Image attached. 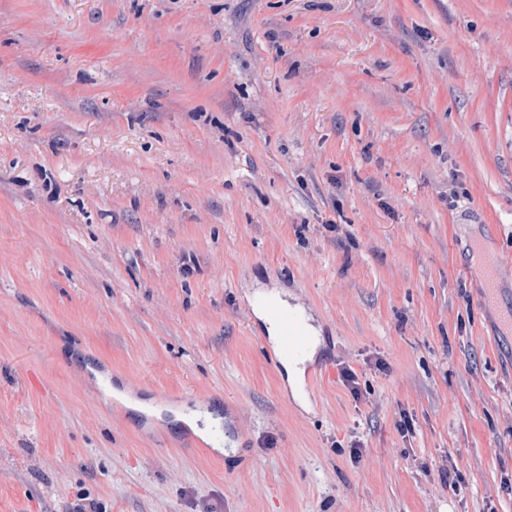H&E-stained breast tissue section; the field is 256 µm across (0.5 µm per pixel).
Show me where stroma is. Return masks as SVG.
I'll return each mask as SVG.
<instances>
[{"label":"stroma","mask_w":512,"mask_h":512,"mask_svg":"<svg viewBox=\"0 0 512 512\" xmlns=\"http://www.w3.org/2000/svg\"><path fill=\"white\" fill-rule=\"evenodd\" d=\"M81 502L512 512V0H0V512ZM266 316L278 327L276 328L267 319V332L271 339L277 336V351L281 356L300 357L312 345V337L303 324L299 312L292 305L283 304L275 297H269L263 302Z\"/></svg>","instance_id":"35a3bbf8"}]
</instances>
